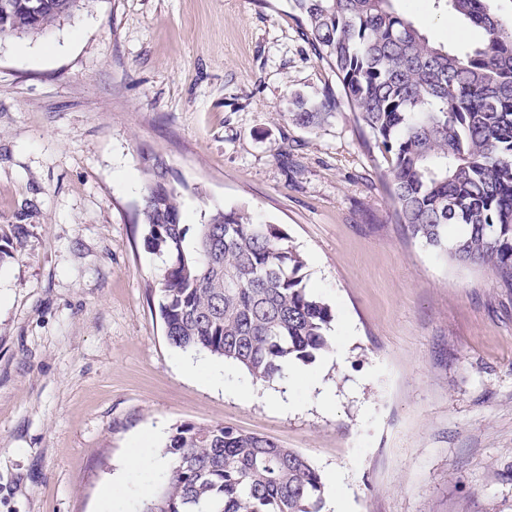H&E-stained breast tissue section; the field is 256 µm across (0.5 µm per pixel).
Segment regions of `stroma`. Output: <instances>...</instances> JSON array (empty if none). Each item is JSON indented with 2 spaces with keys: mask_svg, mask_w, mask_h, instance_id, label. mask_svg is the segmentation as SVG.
<instances>
[{
  "mask_svg": "<svg viewBox=\"0 0 512 512\" xmlns=\"http://www.w3.org/2000/svg\"><path fill=\"white\" fill-rule=\"evenodd\" d=\"M462 44L432 0H398ZM288 0H93L0 41V512H140L173 425L269 437L335 476L342 512H512V289L398 224L388 159L347 107L310 129L296 98L337 91ZM183 221L248 206L307 259L331 348L256 383L168 340L162 261L138 212L152 155ZM287 395V406L276 398Z\"/></svg>",
  "mask_w": 512,
  "mask_h": 512,
  "instance_id": "1",
  "label": "stroma"
}]
</instances>
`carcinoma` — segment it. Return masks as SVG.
Returning a JSON list of instances; mask_svg holds the SVG:
<instances>
[{
	"instance_id": "obj_1",
	"label": "carcinoma",
	"mask_w": 512,
	"mask_h": 512,
	"mask_svg": "<svg viewBox=\"0 0 512 512\" xmlns=\"http://www.w3.org/2000/svg\"><path fill=\"white\" fill-rule=\"evenodd\" d=\"M0 0V39L42 33L90 0ZM395 0H289L303 34L390 159L398 223L437 255L487 268L512 288V24L498 0H433L481 38L430 41ZM296 124L332 116L295 99ZM144 243L164 259L159 312L172 345L206 351L254 382L285 377L330 347L332 308L307 284L306 258L245 207L183 222L170 169L149 173ZM164 482L141 512H321L324 482L300 452L222 423H182L163 444Z\"/></svg>"
}]
</instances>
